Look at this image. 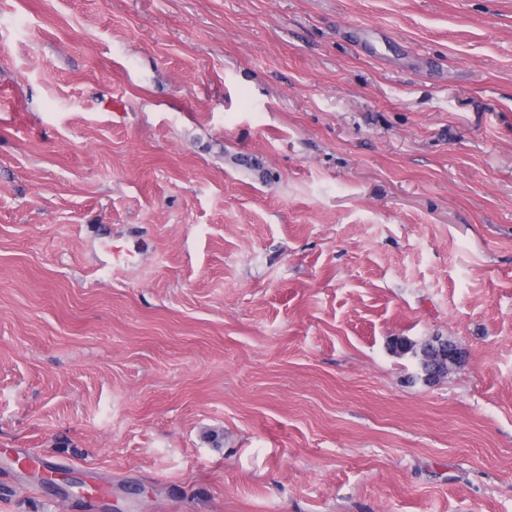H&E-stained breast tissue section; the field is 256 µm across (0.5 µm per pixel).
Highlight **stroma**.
Returning <instances> with one entry per match:
<instances>
[{
    "instance_id": "35a3bbf8",
    "label": "stroma",
    "mask_w": 512,
    "mask_h": 512,
    "mask_svg": "<svg viewBox=\"0 0 512 512\" xmlns=\"http://www.w3.org/2000/svg\"><path fill=\"white\" fill-rule=\"evenodd\" d=\"M0 90V512H512V0H0ZM437 342L445 343L447 346L448 341L442 340L440 337H434L421 343H417L406 337H397L391 344V349L395 354L406 355L411 354L418 360V366L421 374L425 377L424 380H434V366L429 359V348L435 346Z\"/></svg>"
}]
</instances>
